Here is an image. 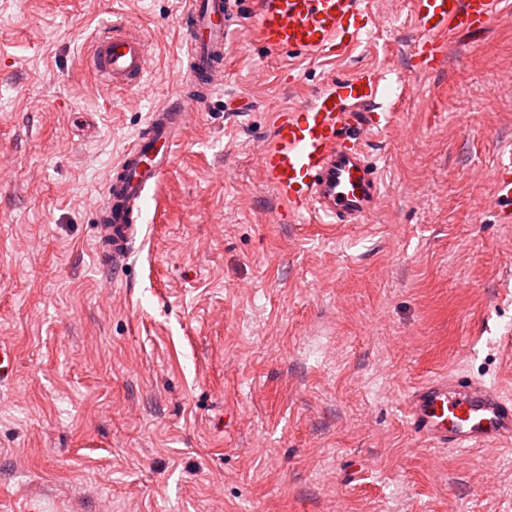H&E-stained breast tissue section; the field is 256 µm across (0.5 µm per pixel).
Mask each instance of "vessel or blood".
Here are the masks:
<instances>
[{"label": "vessel or blood", "instance_id": "b4317fda", "mask_svg": "<svg viewBox=\"0 0 512 512\" xmlns=\"http://www.w3.org/2000/svg\"><path fill=\"white\" fill-rule=\"evenodd\" d=\"M497 0H415V55L443 58L457 34L485 29ZM364 0H258L256 37L267 49L309 57L344 55L356 43L355 20ZM233 0H185L182 39L186 81L179 93L149 113L132 145L113 165L104 198L95 207L96 245L115 271L127 265L143 224L149 188L171 166L196 109L224 81L227 38L235 24ZM145 35L113 23L95 40L86 62L111 88L142 85L148 67ZM380 77L364 70L327 82L302 109L278 116L258 168L283 213L330 224H355L374 213L382 197L379 167L364 140L379 125ZM494 191L502 223L512 222V148L498 154ZM404 420L438 448L470 450L512 440V396L482 379L457 373L417 386L404 402Z\"/></svg>", "mask_w": 512, "mask_h": 512}]
</instances>
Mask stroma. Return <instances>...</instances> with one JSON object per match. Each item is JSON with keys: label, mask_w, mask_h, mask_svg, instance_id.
Returning a JSON list of instances; mask_svg holds the SVG:
<instances>
[{"label": "stroma", "mask_w": 512, "mask_h": 512, "mask_svg": "<svg viewBox=\"0 0 512 512\" xmlns=\"http://www.w3.org/2000/svg\"><path fill=\"white\" fill-rule=\"evenodd\" d=\"M349 57L255 35L239 0L224 85L145 200L124 272L93 207L149 112L185 79L180 0H0V512H512V444L412 435L402 405L463 372L512 394V0L426 67L413 0H369ZM118 19L140 89L83 64ZM376 68L397 99L366 142L382 169L358 224L282 215L257 168L278 113ZM229 97L251 100L228 112ZM494 191L500 206V218L504 224L512 221V148L499 151L494 179Z\"/></svg>", "instance_id": "obj_1"}]
</instances>
